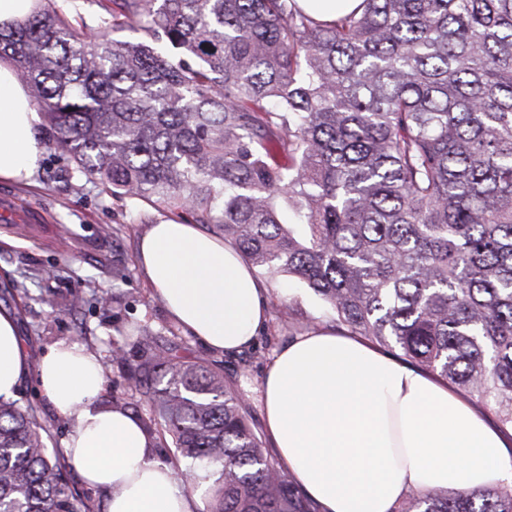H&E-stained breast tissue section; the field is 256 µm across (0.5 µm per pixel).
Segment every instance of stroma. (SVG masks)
Returning <instances> with one entry per match:
<instances>
[{
    "instance_id": "1",
    "label": "stroma",
    "mask_w": 512,
    "mask_h": 512,
    "mask_svg": "<svg viewBox=\"0 0 512 512\" xmlns=\"http://www.w3.org/2000/svg\"><path fill=\"white\" fill-rule=\"evenodd\" d=\"M42 153L28 186L0 182V311L16 314L24 345L38 359L60 342H78L101 355L107 383L101 404L119 396L141 414L150 405L126 380V366L140 358L139 327H148L157 342L175 343L179 354L223 373L238 390L257 433H264L261 386L276 350L313 324H326L325 306L296 278L281 276L269 282L271 304L288 308L289 327L268 320L252 345L245 363L226 362L183 330L174 329L163 305L136 263L138 241L164 210L139 200H118L98 180L76 173L70 156L55 148L46 128H39ZM123 255L127 272L112 279L114 255ZM77 299L69 313L58 303ZM123 349L121 359L113 346ZM17 398L32 405L48 445L60 447L69 423L42 394L34 372H26Z\"/></svg>"
}]
</instances>
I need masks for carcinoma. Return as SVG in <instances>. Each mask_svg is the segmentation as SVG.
<instances>
[{"label":"carcinoma","instance_id":"carcinoma-1","mask_svg":"<svg viewBox=\"0 0 512 512\" xmlns=\"http://www.w3.org/2000/svg\"><path fill=\"white\" fill-rule=\"evenodd\" d=\"M0 29L52 143L112 196L208 224L331 320L466 391L512 430V0H106ZM288 156L276 161L273 149ZM127 380L207 512H313L216 371L158 344ZM30 405L0 397V512H90ZM396 512H512V487ZM103 0H68L62 1L57 0L55 2H49L50 5L56 7L63 6L68 9L69 15L75 17L79 22V17L87 24L91 29V33L99 38H112V29L101 27V20L106 16V13L102 9L100 3ZM361 0H297L299 6L321 20L330 21L353 10Z\"/></svg>","mask_w":512,"mask_h":512}]
</instances>
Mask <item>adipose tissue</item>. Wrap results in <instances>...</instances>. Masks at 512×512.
Listing matches in <instances>:
<instances>
[{
  "instance_id": "obj_1",
  "label": "adipose tissue",
  "mask_w": 512,
  "mask_h": 512,
  "mask_svg": "<svg viewBox=\"0 0 512 512\" xmlns=\"http://www.w3.org/2000/svg\"><path fill=\"white\" fill-rule=\"evenodd\" d=\"M38 115L12 67L0 65V181L28 183L41 147ZM137 260L168 316L206 347L250 345L269 290L222 239L161 219ZM35 370L70 422L64 453L105 512H204L158 459L156 440L127 410L98 403L106 371L85 346L60 344L30 364L12 316L0 313V396ZM266 432L283 472L319 512H394L412 490L478 491L512 482V449L445 385L363 341L321 327L279 348L262 385Z\"/></svg>"
}]
</instances>
